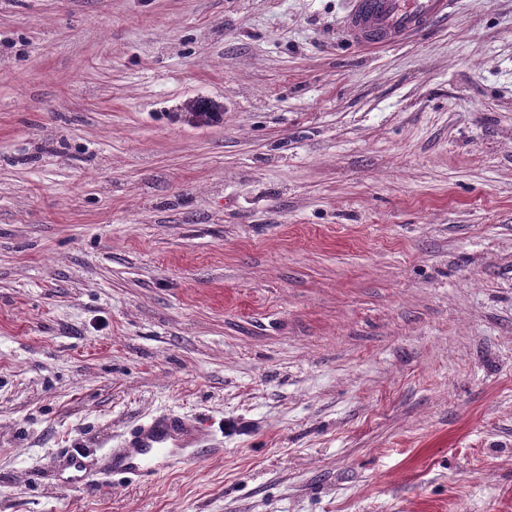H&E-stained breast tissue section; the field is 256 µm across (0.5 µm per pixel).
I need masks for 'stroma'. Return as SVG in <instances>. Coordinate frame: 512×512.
Listing matches in <instances>:
<instances>
[{"instance_id":"1","label":"stroma","mask_w":512,"mask_h":512,"mask_svg":"<svg viewBox=\"0 0 512 512\" xmlns=\"http://www.w3.org/2000/svg\"><path fill=\"white\" fill-rule=\"evenodd\" d=\"M347 7L0 0V512H512V0ZM455 0H350L348 33L368 47L403 41L448 19ZM213 448L210 434L193 419L163 413L132 427L118 448L91 457L84 448H64L62 454L73 469L71 481L87 488L96 486V476L121 473L129 482L156 475V461L169 458L176 463L199 459Z\"/></svg>"}]
</instances>
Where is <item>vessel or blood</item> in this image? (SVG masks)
I'll return each mask as SVG.
<instances>
[{"instance_id":"obj_1","label":"vessel or blood","mask_w":512,"mask_h":512,"mask_svg":"<svg viewBox=\"0 0 512 512\" xmlns=\"http://www.w3.org/2000/svg\"><path fill=\"white\" fill-rule=\"evenodd\" d=\"M455 0H350L348 33L353 42L379 47L446 20ZM213 448L209 433L193 419L163 413L132 427L117 448L91 457L82 448H66L73 482L92 488L97 478L120 473L131 482L156 475L161 458L184 463Z\"/></svg>"}]
</instances>
